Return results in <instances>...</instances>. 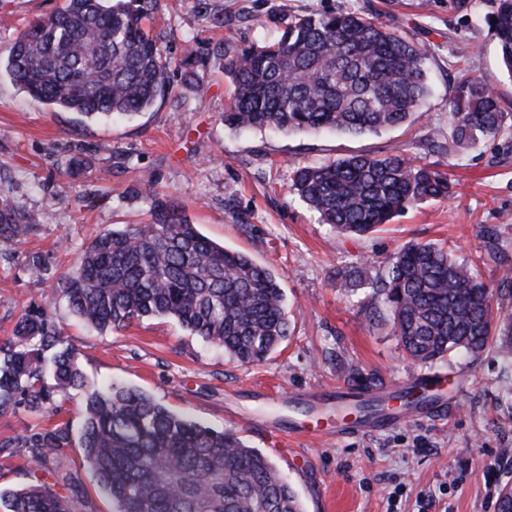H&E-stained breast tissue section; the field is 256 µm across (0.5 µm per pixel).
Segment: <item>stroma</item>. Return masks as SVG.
I'll use <instances>...</instances> for the list:
<instances>
[{"mask_svg": "<svg viewBox=\"0 0 512 512\" xmlns=\"http://www.w3.org/2000/svg\"><path fill=\"white\" fill-rule=\"evenodd\" d=\"M63 0H0V60L17 30L58 9ZM356 11L397 25L426 45L429 94L415 122L361 136L333 131L283 134L234 130L222 120L232 87L224 62L242 44L272 41L295 16ZM489 0L467 9L448 0H154L148 30L173 64L167 97L132 117L78 122L74 113L31 99L0 76V167L10 197L33 212L51 209L22 244L0 247V341L18 318L47 313L76 349L89 386L125 384L170 409L230 429L271 455L306 512H496L499 490L512 483V359L487 352L453 354L428 370L448 375L446 412L411 418L386 430L339 440L295 437L304 417L295 393L320 392L325 404L354 401L370 385L409 382L426 368L410 364L376 282L410 240L442 242L497 288L495 305L512 315V122L493 140L446 152L452 84L464 74L495 89L512 113V75L487 25ZM224 18L223 25L212 22ZM470 52L460 55L457 36ZM193 40L206 66L182 65ZM82 149L88 168L66 165ZM397 154L446 172L452 194L396 216L379 231L342 237L292 189L297 166L346 155ZM63 198H56L59 185ZM180 205L199 231L250 255L279 278L293 333L262 364L232 361L223 349L189 335L167 318H146L99 332L48 291L93 237L149 220L155 201ZM499 235V260L488 257L483 230ZM44 259L33 277L31 255ZM359 270L350 291L340 275ZM83 396L58 394L52 415L25 401L0 412V493L47 483L81 501L82 512H112L78 446L60 449V475L32 463L13 442L56 425L78 433Z\"/></svg>", "mask_w": 512, "mask_h": 512, "instance_id": "stroma-1", "label": "stroma"}]
</instances>
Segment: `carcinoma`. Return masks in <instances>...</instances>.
<instances>
[{
  "mask_svg": "<svg viewBox=\"0 0 512 512\" xmlns=\"http://www.w3.org/2000/svg\"><path fill=\"white\" fill-rule=\"evenodd\" d=\"M152 0H65L18 32L3 69L30 97L84 118L133 116L169 92L170 60L147 31ZM489 20L512 74V0H492ZM429 49L350 11L295 18L274 41L224 63L233 92L224 126L282 132L332 129L359 136L414 120L428 95ZM451 148L495 138L512 114L477 77L449 98ZM292 186L342 236L380 230L425 200L450 196L448 174L400 155L354 154L294 171ZM48 213L18 207L0 171V246L24 240ZM381 291L411 363L496 351L512 357V316L494 312V289L440 243L408 241ZM72 313L99 331L167 317L257 365L291 336L278 277L226 248L165 201L148 224L97 234L53 283ZM85 390L79 447L112 512H305L263 451L237 433L196 422L136 388H86L75 349L45 313L24 314L0 344V412L22 396L32 410ZM70 444L68 428L21 439L41 466ZM8 512H80L46 483L9 493Z\"/></svg>",
  "mask_w": 512,
  "mask_h": 512,
  "instance_id": "obj_1",
  "label": "carcinoma"
}]
</instances>
